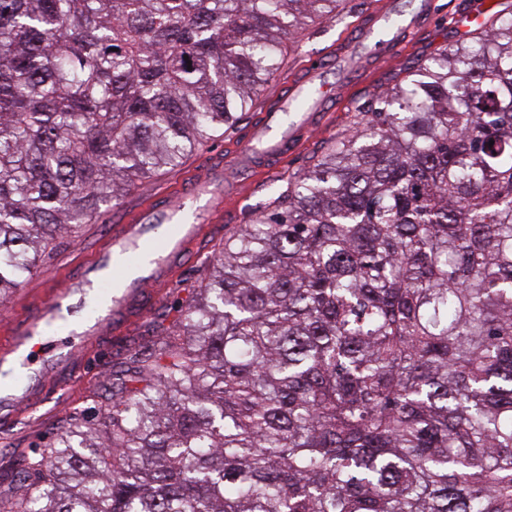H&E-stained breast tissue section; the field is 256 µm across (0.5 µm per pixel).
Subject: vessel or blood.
Here are the masks:
<instances>
[{"mask_svg":"<svg viewBox=\"0 0 512 512\" xmlns=\"http://www.w3.org/2000/svg\"><path fill=\"white\" fill-rule=\"evenodd\" d=\"M428 7L421 0L409 14L400 0H373L356 38L339 39L334 55L306 70L233 152L198 170L176 197H157L113 225L74 272L56 277L47 296L31 298L11 316L8 337L0 341V371L10 375L0 384V421L16 420L22 408L38 410L57 393L54 378L71 374L75 360L141 318L149 289L173 286L184 261L211 236L224 198L237 194L256 170L277 171L289 149L319 123L335 97L325 80L330 67H342L350 80L359 52L388 58L404 35L427 27ZM312 87L320 94L315 109L285 121L291 103Z\"/></svg>","mask_w":512,"mask_h":512,"instance_id":"1","label":"vessel or blood"}]
</instances>
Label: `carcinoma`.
<instances>
[{
    "label": "carcinoma",
    "instance_id": "cac0c4a2",
    "mask_svg": "<svg viewBox=\"0 0 512 512\" xmlns=\"http://www.w3.org/2000/svg\"><path fill=\"white\" fill-rule=\"evenodd\" d=\"M349 0H0V304L50 241L255 103ZM224 227L109 428L0 512H512V11Z\"/></svg>",
    "mask_w": 512,
    "mask_h": 512
}]
</instances>
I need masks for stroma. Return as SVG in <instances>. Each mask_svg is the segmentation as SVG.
I'll return each instance as SVG.
<instances>
[{"mask_svg": "<svg viewBox=\"0 0 512 512\" xmlns=\"http://www.w3.org/2000/svg\"><path fill=\"white\" fill-rule=\"evenodd\" d=\"M433 2V24L405 38L391 58L366 67L356 81L342 84V93L339 99L334 101L325 123L316 126L283 161V173L303 171L313 153L321 152L332 138L342 137L349 128L350 108L354 102L366 101L369 96L392 87L397 79L401 78L404 68L416 57L430 55L443 46L465 40V33L460 32L454 23V16L460 9L480 5L494 6L499 0ZM357 19V14H343L335 20L310 25L287 40L281 72L258 95L253 106L254 113L264 112L275 99L281 97L310 56L329 50ZM239 136L240 132L236 129L217 134L182 167L173 171H162L137 181L120 200L102 205L100 218L80 225L75 234L53 240L42 254L39 272L25 281L20 294L32 295L44 291L55 275L70 270L78 260L90 254L104 238L109 225L120 220L128 210L159 194L176 196L178 186L186 182L194 170L208 162L211 154L228 153L231 144ZM267 179V173H257L252 183L243 188L237 197L225 199V223L245 224L256 213L262 211L269 200V192L265 187ZM223 239L224 236L220 233L208 239L199 261L186 264L174 285L153 298L146 314L132 324L125 334L109 342L104 362L95 365L91 361H83L77 382L69 389L64 402L46 404L33 418L24 417L14 424L0 425V498H12L18 494V487L10 484L8 480L9 474L16 471L23 456L46 447L66 416L111 403L127 352L132 349L143 352L150 350L155 341L152 333L154 323L163 318L174 319L176 307L198 293L204 277V263L208 261L213 248Z\"/></svg>", "mask_w": 512, "mask_h": 512, "instance_id": "obj_1", "label": "stroma"}]
</instances>
